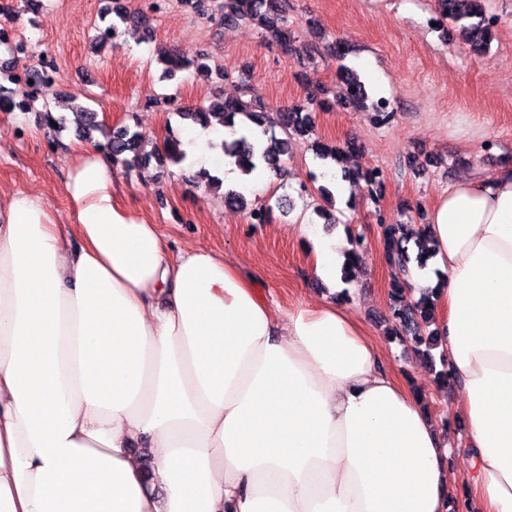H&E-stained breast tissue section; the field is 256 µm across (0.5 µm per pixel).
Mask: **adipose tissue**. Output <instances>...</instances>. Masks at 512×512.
Segmentation results:
<instances>
[{"instance_id": "adipose-tissue-1", "label": "adipose tissue", "mask_w": 512, "mask_h": 512, "mask_svg": "<svg viewBox=\"0 0 512 512\" xmlns=\"http://www.w3.org/2000/svg\"><path fill=\"white\" fill-rule=\"evenodd\" d=\"M79 150L69 221L0 189V512H451L450 428L342 300L275 314L253 277L172 250ZM291 230L337 289L347 245ZM438 333L464 398L465 512H512V170L429 217Z\"/></svg>"}]
</instances>
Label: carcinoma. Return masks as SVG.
<instances>
[{"mask_svg":"<svg viewBox=\"0 0 512 512\" xmlns=\"http://www.w3.org/2000/svg\"><path fill=\"white\" fill-rule=\"evenodd\" d=\"M436 9L443 18L454 23L462 39L470 48L480 53L488 47L496 36L497 20L487 14L483 0H435ZM213 10L220 14V21L226 26H257L265 31L272 40L279 43L282 49H288L292 29L284 16L282 0H216ZM142 42L140 25L133 24L121 31ZM116 23H109L104 36L117 37L119 33ZM8 80L17 86V94L22 96L25 89L39 85L45 80V72L34 66L24 73L20 79L15 75ZM347 97L344 104L355 108L364 106L367 93L364 85L352 74L345 76ZM315 111L314 100L309 99L303 104H295L277 112V118L270 117L267 107L261 99H235L226 101L216 96L207 108H186L179 112L181 119L201 127L212 126L211 119L229 130L228 137L221 141L220 147L224 158L246 175L252 174L258 167L277 170L283 158L293 152L296 139L308 136L313 130L311 112ZM75 123L83 133V137L91 141L92 133L100 129L93 112L74 113ZM263 127V138L257 140L249 133L250 125ZM280 128L282 136H277L275 128ZM112 155L113 164H137L146 167L154 159L166 157L173 164L185 161L186 156L180 149V141L174 137L164 141L148 151L144 148L142 134L129 126L108 132L105 144L101 145ZM353 152L350 146L337 147L318 144L315 156L320 160H332L341 164L344 158ZM346 178L359 175L371 186L372 197H377L381 187L382 173L378 170L343 171ZM224 201L232 206L248 210V217L253 224H264L269 219L265 208H248L245 196L236 190L224 192ZM383 226V254L390 267L391 291L390 309L394 323L387 333L391 342H396L408 350L423 356L434 369L437 380L446 385L451 382L448 371V359L445 354L434 357L431 350L441 345L436 330L435 310L440 297V288H424L418 300L411 298L413 288L410 283L413 270L423 269L428 256L422 246V238L426 231L425 225L404 224L400 221L389 223L382 215L378 216Z\"/></svg>","mask_w":512,"mask_h":512,"instance_id":"1","label":"carcinoma"}]
</instances>
